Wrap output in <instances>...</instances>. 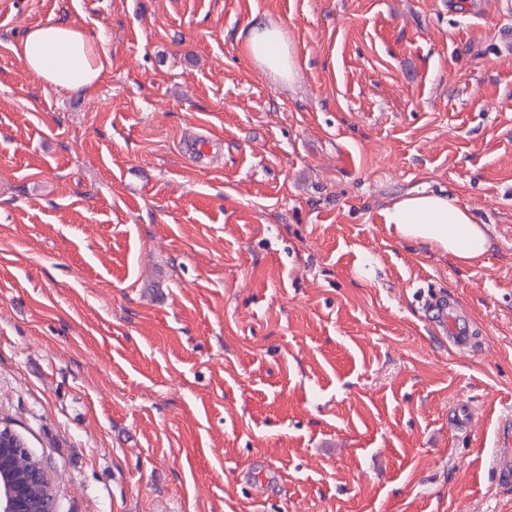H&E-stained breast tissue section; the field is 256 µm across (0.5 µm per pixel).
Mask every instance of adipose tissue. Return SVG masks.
<instances>
[{
    "mask_svg": "<svg viewBox=\"0 0 512 512\" xmlns=\"http://www.w3.org/2000/svg\"><path fill=\"white\" fill-rule=\"evenodd\" d=\"M242 48L262 75L289 82L298 73V58L277 24L251 25ZM15 52L27 69L66 91L92 90L106 68L105 59L81 31L57 23L29 29ZM383 215L399 239L428 245L460 264L471 263L490 246L484 225L475 223L469 207L444 194H409L387 207Z\"/></svg>",
    "mask_w": 512,
    "mask_h": 512,
    "instance_id": "adipose-tissue-1",
    "label": "adipose tissue"
}]
</instances>
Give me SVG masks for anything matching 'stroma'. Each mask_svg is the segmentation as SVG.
Listing matches in <instances>:
<instances>
[{"label": "stroma", "mask_w": 512, "mask_h": 512, "mask_svg": "<svg viewBox=\"0 0 512 512\" xmlns=\"http://www.w3.org/2000/svg\"><path fill=\"white\" fill-rule=\"evenodd\" d=\"M47 23L107 57L92 91L19 61ZM421 189L486 226L475 264L388 230ZM508 416L507 0H0V425L57 512H512ZM242 48L247 59L264 76L289 83L298 73V58L285 31L277 24L251 25L246 31ZM497 445L502 448L500 452L497 474L499 480L508 482L512 475V422L511 419H505L499 423L497 431Z\"/></svg>", "instance_id": "35a3bbf8"}]
</instances>
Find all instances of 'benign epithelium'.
<instances>
[{"mask_svg":"<svg viewBox=\"0 0 512 512\" xmlns=\"http://www.w3.org/2000/svg\"><path fill=\"white\" fill-rule=\"evenodd\" d=\"M0 512H55L43 462L7 426L0 427Z\"/></svg>","mask_w":512,"mask_h":512,"instance_id":"benign-epithelium-1","label":"benign epithelium"}]
</instances>
